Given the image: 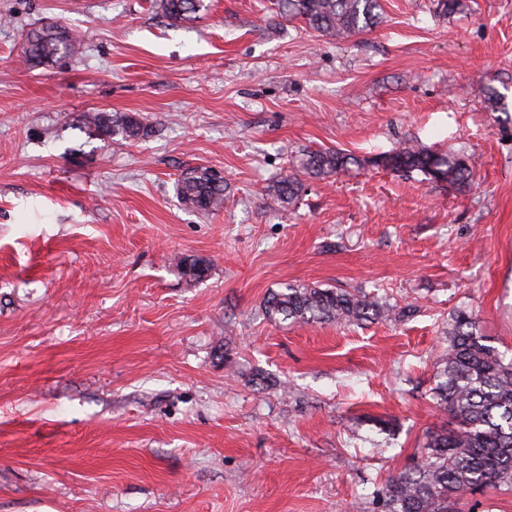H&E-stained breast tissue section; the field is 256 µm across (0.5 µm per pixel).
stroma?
Listing matches in <instances>:
<instances>
[{
  "instance_id": "1",
  "label": "stroma",
  "mask_w": 512,
  "mask_h": 512,
  "mask_svg": "<svg viewBox=\"0 0 512 512\" xmlns=\"http://www.w3.org/2000/svg\"><path fill=\"white\" fill-rule=\"evenodd\" d=\"M0 0V512H351L450 427L430 390L448 320L512 356V0H380L345 40L273 0ZM59 23L78 56L28 68ZM88 111L146 136L86 139ZM464 155L472 184L369 159ZM355 164L265 194L301 150ZM227 180L224 206L176 195ZM207 261L182 277L177 263ZM416 305L396 323L263 312L284 285ZM205 0H154L152 7L171 25H181L200 18L206 10ZM218 172L207 167H197L184 172L176 184L177 195L184 203L199 211H219L224 206L227 183L224 176H219ZM219 174L223 175L221 172Z\"/></svg>"
}]
</instances>
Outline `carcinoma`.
<instances>
[{
  "label": "carcinoma",
  "instance_id": "1",
  "mask_svg": "<svg viewBox=\"0 0 512 512\" xmlns=\"http://www.w3.org/2000/svg\"><path fill=\"white\" fill-rule=\"evenodd\" d=\"M152 7L172 25L193 22L206 10L204 0H154ZM280 15L335 39L370 29L380 20V0H278ZM73 34L63 26L31 30L25 38L24 60L31 67L75 54ZM143 118L132 112H86L78 129L103 138L134 140L144 134ZM355 162L335 150H304L292 174L269 189L271 203L284 208L297 197V174L325 177ZM395 172H419L435 182L469 184L470 167L457 154L437 155L426 148L381 155ZM227 183L212 168L197 167L177 181L180 199L213 213L224 207ZM180 270L189 280L205 276L208 266L184 258ZM270 319L302 324L400 321L411 306L391 304L372 293L292 284L271 291L263 302ZM432 397L448 412L453 428L426 438L421 455L409 468L388 480L373 496L372 512H453L468 496L485 489L512 488V358L487 344L473 314L455 311L448 323V346L434 374Z\"/></svg>",
  "mask_w": 512,
  "mask_h": 512
}]
</instances>
